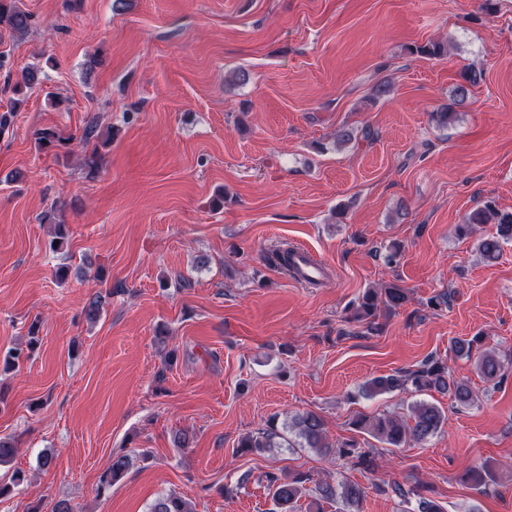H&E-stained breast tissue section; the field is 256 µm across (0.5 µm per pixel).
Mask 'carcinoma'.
Wrapping results in <instances>:
<instances>
[{
  "label": "carcinoma",
  "mask_w": 512,
  "mask_h": 512,
  "mask_svg": "<svg viewBox=\"0 0 512 512\" xmlns=\"http://www.w3.org/2000/svg\"><path fill=\"white\" fill-rule=\"evenodd\" d=\"M31 27V15L20 6V0H0V30L12 34L24 35ZM463 82L453 91L450 103L433 113L437 126L445 128L458 116L457 108L465 104L470 88L483 79L482 72L474 67L465 70ZM482 224L495 225V232L477 238L476 250L482 260L492 263L499 259L503 244L512 241V211H502L494 204L486 202L469 212L464 222L456 226L460 237L472 234ZM407 299V292L398 285L384 288H369L364 291L358 304L348 320L367 322V330L377 329L375 318L379 311H389L402 306ZM479 338L459 339L454 342L453 350L459 357L474 361L475 369L487 384L495 387L501 385L512 371V355L501 354L494 350H482L478 347ZM414 390L431 391L449 395L456 408H468L475 403V394L470 385L457 380L448 372L445 361L430 356L414 369L401 370L391 375L378 376L367 381L365 391L371 395L392 392L405 387ZM447 416L438 406L420 401L410 406V418L398 414H381L374 416L357 415L351 425L357 432L368 434L377 441L399 448L409 441L424 442L436 434L446 423ZM295 433L297 443H292L284 433L273 424L259 431L242 437L237 445L241 453H261L269 448H313L325 455L334 454L339 460L352 463L358 468L370 470L375 467V458L363 450L355 439H345L336 443L329 442L323 418L315 412L308 411L295 417L289 425ZM129 468V458L116 456L111 465L100 477L99 489H106L116 484ZM463 481L477 489H486L499 480V472L488 463L468 470ZM267 490L271 494L274 512H293V504L306 494L309 476L303 473L294 475L269 472L266 474ZM392 492L406 497L413 495L418 499V512H443L434 500L425 497L420 488L408 491L401 486L392 487ZM364 496L361 486L351 483L334 485L330 482L320 483L315 487L314 495L308 504V512H323V504L340 501L352 512ZM149 512H195L192 503L186 498L168 494L155 501Z\"/></svg>",
  "instance_id": "carcinoma-1"
}]
</instances>
